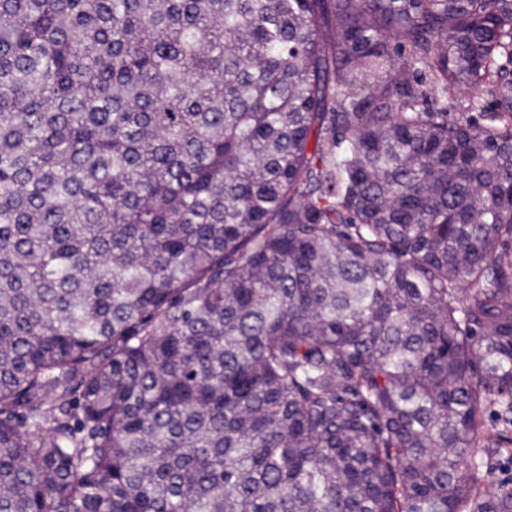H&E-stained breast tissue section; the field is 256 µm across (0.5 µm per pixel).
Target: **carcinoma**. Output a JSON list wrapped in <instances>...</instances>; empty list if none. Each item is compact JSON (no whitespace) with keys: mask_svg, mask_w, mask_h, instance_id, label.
Masks as SVG:
<instances>
[{"mask_svg":"<svg viewBox=\"0 0 512 512\" xmlns=\"http://www.w3.org/2000/svg\"><path fill=\"white\" fill-rule=\"evenodd\" d=\"M486 399L512 0H0V512H512ZM490 442V441H488ZM487 441H481L475 448V458L484 466V471L489 477L499 483L512 487V458L509 455L495 454L487 451Z\"/></svg>","mask_w":512,"mask_h":512,"instance_id":"cac0c4a2","label":"carcinoma"}]
</instances>
